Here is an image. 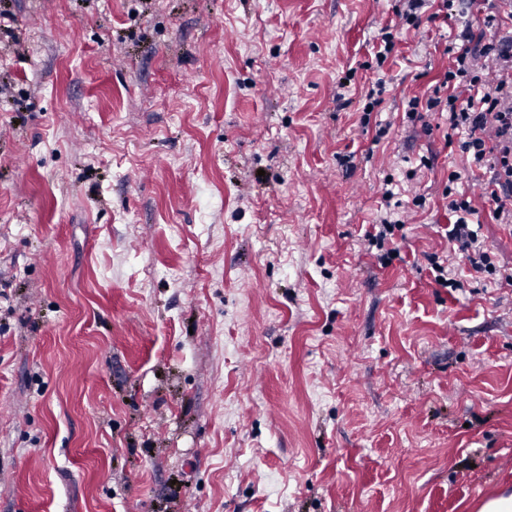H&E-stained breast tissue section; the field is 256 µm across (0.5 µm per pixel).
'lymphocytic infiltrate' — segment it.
<instances>
[{
  "mask_svg": "<svg viewBox=\"0 0 512 512\" xmlns=\"http://www.w3.org/2000/svg\"><path fill=\"white\" fill-rule=\"evenodd\" d=\"M426 0H398L399 25L383 27L373 64L382 67L401 32L417 28ZM483 23L491 38L477 36L464 25L448 52L444 78L421 98L409 100L408 121L437 113L448 137L454 138L469 169L482 174V194L458 191V171L448 174V241L453 254L464 257L476 272L512 286V267L499 266L480 235L481 215L498 224H512V0H490Z\"/></svg>",
  "mask_w": 512,
  "mask_h": 512,
  "instance_id": "lymphocytic-infiltrate-1",
  "label": "lymphocytic infiltrate"
}]
</instances>
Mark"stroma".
<instances>
[{
	"mask_svg": "<svg viewBox=\"0 0 512 512\" xmlns=\"http://www.w3.org/2000/svg\"><path fill=\"white\" fill-rule=\"evenodd\" d=\"M391 5L0 0V512L512 493V286L451 255L463 161L438 115L405 118L483 13L398 40L365 127ZM386 82L383 78H377L374 83H372L371 88H368L362 97L360 103L361 112H363V116L361 117V124L366 126L369 123L368 116L371 112H374L376 108L381 106L384 99L382 97L385 92ZM394 212H386L384 215H380L378 222L372 224L373 231H366L365 238L369 242V245L375 246L377 249L382 250L387 240L393 242L394 231L400 229L403 225L404 220L396 219Z\"/></svg>",
	"mask_w": 512,
	"mask_h": 512,
	"instance_id": "obj_1",
	"label": "stroma"
}]
</instances>
